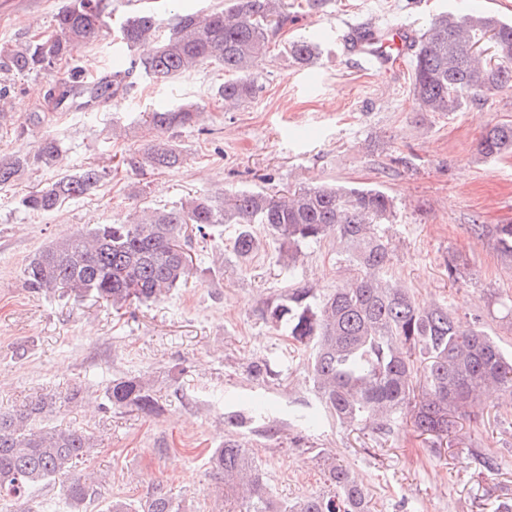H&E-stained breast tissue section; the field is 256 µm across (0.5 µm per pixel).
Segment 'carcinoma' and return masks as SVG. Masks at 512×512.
Instances as JSON below:
<instances>
[{"label": "carcinoma", "instance_id": "obj_1", "mask_svg": "<svg viewBox=\"0 0 512 512\" xmlns=\"http://www.w3.org/2000/svg\"><path fill=\"white\" fill-rule=\"evenodd\" d=\"M106 0H70L55 15L47 35L0 46V67L16 73L47 71L73 60L94 42L105 25ZM286 0H225L207 12L184 13L165 25L156 12L139 10L120 26L128 52L121 75L90 82L73 68L54 87L55 104L84 96L126 97L140 78L159 82L209 64L224 70L215 96L227 109L256 92L253 66L288 21ZM295 63L308 66L319 55L307 37L285 43ZM412 95L418 111L449 115L473 102H485L512 87V22L472 11L431 18L411 59ZM203 108L175 102L148 112L156 131L150 147L130 161L145 175L182 163L179 146L165 134L196 122ZM59 153L54 139L41 142L34 157L0 160V185L29 166H50ZM477 153L487 161L512 153V122L488 126ZM111 173L89 165L65 174L20 200L33 213L58 210L70 199L95 190ZM394 213L393 200L377 188L303 187L281 196L264 191L225 190L195 195L180 207L153 209L132 221L98 224L49 240L23 268L25 287L36 295L63 290L93 296L120 310L156 302L186 284L193 270L192 240L206 239L235 225L232 249L243 262L259 247L257 229L279 243L283 266H295L302 248L329 239L347 253L351 277L329 292L291 282L261 303L262 319L285 330L293 343L309 351L307 369L323 410L343 426L365 423L391 432L394 415L413 404V426L421 434L449 435L455 418L470 414L491 388L512 394V357L489 335L480 319L464 322L446 305L419 306L410 290L394 278L392 249L379 232ZM487 233L501 255L512 259V224H473ZM113 408L159 416L164 407L154 382L141 375L118 378L105 390ZM57 398L39 397L0 412V503L35 512L31 490L58 477L71 512L96 493L90 474L75 472L96 447L86 430L33 421L55 412ZM209 463L224 477V491L240 499L239 512H368L364 490L348 471L327 463L329 491L278 502L261 469L230 433L210 453ZM106 512H192L184 500L157 486L134 506L110 501Z\"/></svg>", "mask_w": 512, "mask_h": 512}]
</instances>
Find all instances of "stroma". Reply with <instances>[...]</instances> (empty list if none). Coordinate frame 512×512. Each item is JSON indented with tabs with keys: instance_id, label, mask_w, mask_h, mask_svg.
<instances>
[{
	"instance_id": "stroma-1",
	"label": "stroma",
	"mask_w": 512,
	"mask_h": 512,
	"mask_svg": "<svg viewBox=\"0 0 512 512\" xmlns=\"http://www.w3.org/2000/svg\"><path fill=\"white\" fill-rule=\"evenodd\" d=\"M68 0H0V43L49 30ZM97 40L76 59L86 75L102 77L113 59L126 57L117 28L129 7L112 0ZM480 10L512 20V0H325L311 10L290 0L278 45L254 69V99L233 110L212 106L224 74L203 66L176 81L140 80L129 101L103 100L87 111L63 112L46 100L57 71H0L9 91L0 119V158L34 155L44 139L60 146L51 166L28 167L0 186V410L37 396L79 390L56 419L92 433L98 443L78 473L97 476L99 498L136 503L164 484L194 512H234L224 481L208 457L224 440V415L244 416L240 441L263 470L281 502L327 490L324 464L349 467L369 500L370 512H499L512 504V403L490 397L460 418L455 433L434 447L415 432L410 410L398 413L389 434L375 427H345L323 418L303 446H294L291 415L313 400L305 357L281 331L263 321L261 302L289 278L317 290L346 278L336 248H303L294 270L277 261V243L263 241L248 263L232 251V226L195 246L186 285L156 303L113 311L105 303L59 291L36 296L23 284L28 259L49 239L96 224H112L144 208L172 209L188 197L222 190L269 193L325 183L378 188L395 202L380 227L393 251V272L423 305L443 303L456 317L481 319L504 350H512V261L490 238L470 230L472 220L512 224V154L485 161L476 152L485 126L512 122V89L450 115L417 111L410 78L394 81L354 64L336 40L356 27L412 23L424 30L445 11ZM321 48L300 66L280 44L296 36ZM183 100L205 105L192 128L172 131L184 160L178 167L140 176L126 158L142 154L153 133L141 112ZM110 167V179L59 210L24 211L22 196L91 164ZM458 274L449 277V266ZM23 358H16L17 350ZM268 362L274 375L255 378L250 368ZM150 376L165 411L146 416L104 409L113 379ZM267 402L281 432L268 438L253 406ZM497 455L488 471L476 453Z\"/></svg>"
}]
</instances>
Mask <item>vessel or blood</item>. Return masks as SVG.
<instances>
[{
  "label": "vessel or blood",
  "mask_w": 512,
  "mask_h": 512,
  "mask_svg": "<svg viewBox=\"0 0 512 512\" xmlns=\"http://www.w3.org/2000/svg\"><path fill=\"white\" fill-rule=\"evenodd\" d=\"M416 39L410 24L353 31L346 45V54L354 60L374 65L384 74L397 76L403 70Z\"/></svg>",
  "instance_id": "b4317fda"
}]
</instances>
